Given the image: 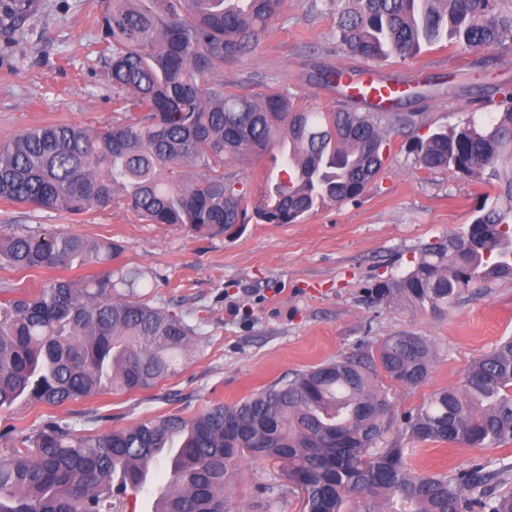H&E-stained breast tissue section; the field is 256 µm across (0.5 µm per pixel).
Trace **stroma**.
<instances>
[{
    "label": "stroma",
    "instance_id": "35a3bbf8",
    "mask_svg": "<svg viewBox=\"0 0 512 512\" xmlns=\"http://www.w3.org/2000/svg\"><path fill=\"white\" fill-rule=\"evenodd\" d=\"M337 0H284L253 51L224 66L225 91H285L307 108L345 106L335 89L310 80L316 68L360 66L336 38ZM100 26L91 0H29L27 12L0 24V143L36 125L75 124L94 130L122 121L112 82L97 52ZM381 71L411 81L458 71L465 83L402 110L411 127L388 129L383 164L357 198L328 206L295 224H264L254 209L280 170L252 156L225 164L244 195L245 223L219 233L184 224H152L124 205L75 216L0 200V230L58 228L120 245L117 265L154 273L151 304L179 315L195 342L179 372L155 387L101 394L61 407L0 410V457L54 418L75 431L109 430L170 414L232 404L312 366L345 356L373 358L398 332L426 337L433 350L428 379L414 388L378 373L393 422L385 443L408 448L407 464L425 474L477 464L512 463V442L489 448L424 444L410 450L405 418L436 389L458 385L468 365L512 339V279L469 294L442 316L397 300H378L380 281L404 276L428 248L464 231L489 186L448 170L419 166L415 138L467 121L489 124L497 90L512 85V48L461 52L447 43L414 57H392ZM286 478L278 462L240 460L227 491L233 502L255 500L260 487Z\"/></svg>",
    "mask_w": 512,
    "mask_h": 512
}]
</instances>
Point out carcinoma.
Here are the masks:
<instances>
[{
	"label": "carcinoma",
	"instance_id": "carcinoma-1",
	"mask_svg": "<svg viewBox=\"0 0 512 512\" xmlns=\"http://www.w3.org/2000/svg\"><path fill=\"white\" fill-rule=\"evenodd\" d=\"M281 0H101L104 66L120 124L26 128L0 144V199L82 214L124 201L152 224L197 232L243 224L247 211L224 164L277 150L282 172L255 208L266 224H292L360 196L379 172L378 116L313 111L286 92L224 91V63L251 50ZM347 52L370 61L413 57L442 41L466 50L512 44L502 0H345L336 25ZM487 127L466 123L417 139L427 170L448 169L495 190L467 230L429 249L377 291L444 315L477 284L512 279V89ZM119 247L57 228L0 232V263L14 270L94 268L33 290H0V409L60 407L149 389L177 373L194 335L136 291L153 279L112 267ZM405 386L425 382L431 344L400 332L377 360H332L231 405L77 433L52 420L0 459V512H118L124 496L164 465L152 512H232L224 487L242 458L288 463L304 512H512V466L421 474L406 449L377 447L392 419L376 368ZM419 444L486 448L512 441V341L475 359L461 382L408 415Z\"/></svg>",
	"mask_w": 512,
	"mask_h": 512
}]
</instances>
